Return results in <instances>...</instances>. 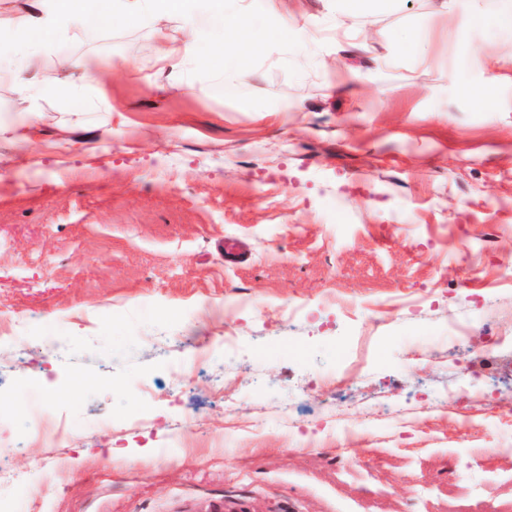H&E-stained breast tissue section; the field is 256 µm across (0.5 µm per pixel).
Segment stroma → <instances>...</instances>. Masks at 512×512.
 Here are the masks:
<instances>
[{
	"label": "stroma",
	"instance_id": "1",
	"mask_svg": "<svg viewBox=\"0 0 512 512\" xmlns=\"http://www.w3.org/2000/svg\"><path fill=\"white\" fill-rule=\"evenodd\" d=\"M245 4L187 79L69 28L28 141L0 82V512H512V0Z\"/></svg>",
	"mask_w": 512,
	"mask_h": 512
}]
</instances>
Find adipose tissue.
<instances>
[{"label": "adipose tissue", "instance_id": "obj_1", "mask_svg": "<svg viewBox=\"0 0 512 512\" xmlns=\"http://www.w3.org/2000/svg\"><path fill=\"white\" fill-rule=\"evenodd\" d=\"M128 6L144 20L153 23L163 46L155 59L163 68L187 70L194 62L198 45L203 42L223 47L226 32L239 28L242 14L240 0H224L212 8L208 0H127ZM112 13V0H102L93 14L76 13L73 0H35V6L25 14L0 18V29L10 30V40H0V61L15 63L30 61L29 45L36 40L51 42L64 28L79 24L90 32L107 24ZM181 18V37H167V19L171 14Z\"/></svg>", "mask_w": 512, "mask_h": 512}]
</instances>
